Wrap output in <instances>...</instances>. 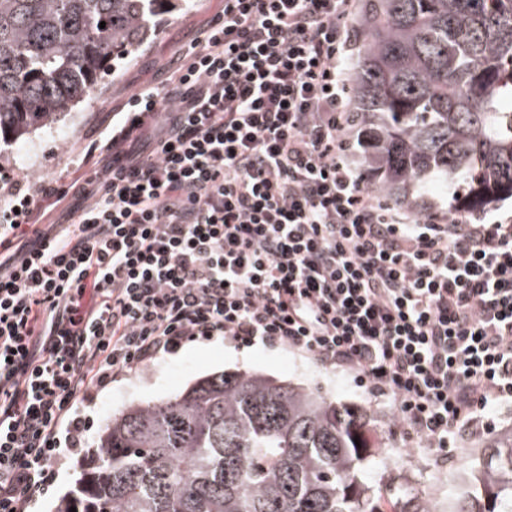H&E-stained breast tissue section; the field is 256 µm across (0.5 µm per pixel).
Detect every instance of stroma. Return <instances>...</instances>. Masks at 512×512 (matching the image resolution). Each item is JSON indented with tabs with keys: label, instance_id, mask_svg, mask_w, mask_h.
Segmentation results:
<instances>
[{
	"label": "stroma",
	"instance_id": "obj_1",
	"mask_svg": "<svg viewBox=\"0 0 512 512\" xmlns=\"http://www.w3.org/2000/svg\"><path fill=\"white\" fill-rule=\"evenodd\" d=\"M224 12V0H191L188 8L158 18L155 31L115 71L98 79L87 98L51 127L42 128L18 144H0V172L48 170L63 164L69 153L98 140L111 127L115 113L144 85L165 89L181 55L194 46L200 31ZM257 370L363 407L374 417L376 440L386 450L387 463L371 468L367 481L383 480L387 468L406 477L414 492L447 501L455 476L470 462L482 436L459 432L444 449L421 448L400 428L391 398L374 397L354 376L326 370L313 361L279 349L236 348L223 341L189 342L176 354L155 361L138 376L101 390L82 412L102 427L130 402L163 399L197 378L221 371Z\"/></svg>",
	"mask_w": 512,
	"mask_h": 512
}]
</instances>
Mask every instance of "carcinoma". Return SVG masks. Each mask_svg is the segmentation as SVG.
<instances>
[{
  "mask_svg": "<svg viewBox=\"0 0 512 512\" xmlns=\"http://www.w3.org/2000/svg\"><path fill=\"white\" fill-rule=\"evenodd\" d=\"M189 2L0 0V142L57 123ZM354 38L367 189L412 206L445 184L450 214L512 199V0H363ZM372 430L367 411L285 380L207 375L113 416L56 512H381L385 493L405 496L402 512H512V428L484 441L444 508L362 479Z\"/></svg>",
  "mask_w": 512,
  "mask_h": 512,
  "instance_id": "obj_1",
  "label": "carcinoma"
}]
</instances>
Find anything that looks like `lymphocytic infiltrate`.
I'll list each match as a JSON object with an SVG mask.
<instances>
[{
  "label": "lymphocytic infiltrate",
  "instance_id": "f902f5d3",
  "mask_svg": "<svg viewBox=\"0 0 512 512\" xmlns=\"http://www.w3.org/2000/svg\"><path fill=\"white\" fill-rule=\"evenodd\" d=\"M356 2L224 0L68 173L0 176V512H28L87 443L78 404L188 342L352 373L426 448L512 402V212L366 189ZM70 196L75 222L45 224Z\"/></svg>",
  "mask_w": 512,
  "mask_h": 512
}]
</instances>
